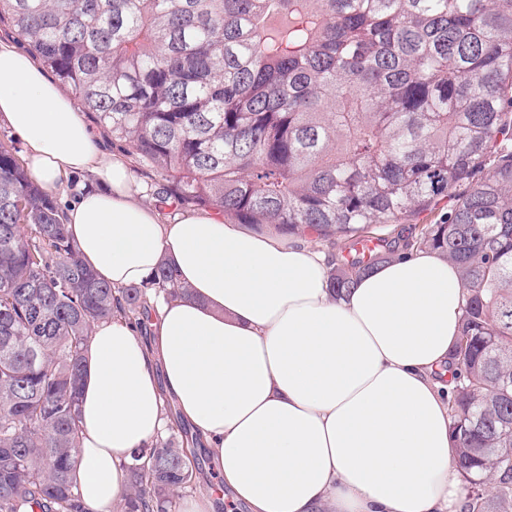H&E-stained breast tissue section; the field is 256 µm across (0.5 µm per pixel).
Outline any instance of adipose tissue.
<instances>
[{"instance_id":"adipose-tissue-1","label":"adipose tissue","mask_w":512,"mask_h":512,"mask_svg":"<svg viewBox=\"0 0 512 512\" xmlns=\"http://www.w3.org/2000/svg\"><path fill=\"white\" fill-rule=\"evenodd\" d=\"M0 122L47 192L91 176L66 225L100 280L142 286L165 262L190 289L150 298V338L120 315L93 329L75 471L86 512L125 495V465L161 432L168 398L247 512H461L434 377L460 335L453 262L418 251L337 295L324 252L210 211L164 217L122 159L102 156L73 101L2 43Z\"/></svg>"}]
</instances>
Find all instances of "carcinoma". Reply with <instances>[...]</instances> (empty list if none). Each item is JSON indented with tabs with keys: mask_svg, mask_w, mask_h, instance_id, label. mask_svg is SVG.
Listing matches in <instances>:
<instances>
[{
	"mask_svg": "<svg viewBox=\"0 0 512 512\" xmlns=\"http://www.w3.org/2000/svg\"><path fill=\"white\" fill-rule=\"evenodd\" d=\"M2 18L165 181L158 202L339 241L338 295L414 249L453 261L463 509L512 512V0H0ZM424 213L396 244L373 236ZM153 286L187 294L165 262ZM147 306L148 288L94 276L0 143V512H85L84 352L95 324ZM166 412L115 512H170L196 483L198 438Z\"/></svg>",
	"mask_w": 512,
	"mask_h": 512,
	"instance_id": "carcinoma-1",
	"label": "carcinoma"
}]
</instances>
